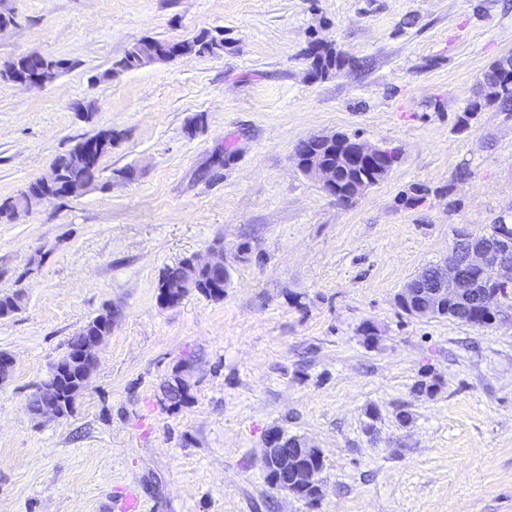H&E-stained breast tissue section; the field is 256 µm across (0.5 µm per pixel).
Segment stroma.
Here are the masks:
<instances>
[{
	"label": "stroma",
	"instance_id": "obj_1",
	"mask_svg": "<svg viewBox=\"0 0 512 512\" xmlns=\"http://www.w3.org/2000/svg\"><path fill=\"white\" fill-rule=\"evenodd\" d=\"M0 12L14 18L0 66L30 52L69 62L43 88L0 81V199L80 139L114 135L95 186L0 222V294L23 297L0 318L14 360L0 381V512H130L131 494L132 512H512V296L483 328L396 305L455 229L512 223V114L457 125L512 53V0H0ZM203 31L223 51L102 77L141 38ZM315 38L363 68L313 77ZM88 100L86 121L75 107ZM337 133L399 152L345 206L294 159ZM126 167L135 180L118 179ZM414 185L429 194L403 207ZM217 242L223 299L159 306L163 270ZM108 310L72 412L33 416L68 340ZM177 376L190 397L174 408L163 385ZM422 380L433 395L415 394ZM274 428L320 448V497L267 484Z\"/></svg>",
	"mask_w": 512,
	"mask_h": 512
}]
</instances>
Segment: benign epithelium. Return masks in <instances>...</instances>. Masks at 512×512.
Returning a JSON list of instances; mask_svg holds the SVG:
<instances>
[{
	"label": "benign epithelium",
	"instance_id": "benign-epithelium-1",
	"mask_svg": "<svg viewBox=\"0 0 512 512\" xmlns=\"http://www.w3.org/2000/svg\"><path fill=\"white\" fill-rule=\"evenodd\" d=\"M348 162L352 166L362 164H388L385 148L355 140L346 146ZM300 169L306 175L317 180L324 191L336 187L334 170L310 162H300ZM470 244L462 259L450 252L437 264L436 276L421 288H404L397 297V304L412 317L437 318L443 308L459 298L465 299L474 293L478 285L477 277L491 273L502 282H512V232L501 231L496 240L481 237L469 238ZM193 263L200 267L216 270L226 268L224 251L211 248L208 256L192 257ZM476 294V293H474ZM501 293L492 288H483L476 294L475 303L486 310H494L499 305ZM104 341L102 336L88 339L75 361L82 365L79 388H84L90 376L97 368L96 350ZM321 450L300 437L288 436L281 429L269 431L264 440L262 456L263 468L267 472L277 471L274 487L287 494L299 496L308 493L313 497L322 492L321 474L323 467Z\"/></svg>",
	"mask_w": 512,
	"mask_h": 512
}]
</instances>
